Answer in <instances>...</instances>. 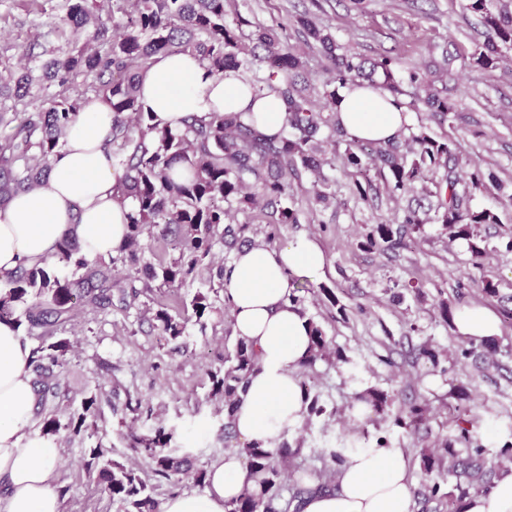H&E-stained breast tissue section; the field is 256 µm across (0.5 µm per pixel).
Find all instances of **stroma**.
Masks as SVG:
<instances>
[{
    "mask_svg": "<svg viewBox=\"0 0 512 512\" xmlns=\"http://www.w3.org/2000/svg\"><path fill=\"white\" fill-rule=\"evenodd\" d=\"M463 0H239L241 13L268 25L284 22L308 8L330 24L339 44L367 58L387 55L397 62V76L412 69L433 70V88L459 104L457 117L438 123L424 106H412L409 126L425 128L435 139L450 137L464 155L512 182V68L487 71L470 67L467 57L484 40L485 29ZM65 13V0H0V71L24 62L41 66L73 45L54 27ZM336 202L329 208L310 203L306 190L294 197L305 212L301 224H284L276 246L298 238L315 241L325 254L323 270L307 278L300 307L318 323L330 343V355L317 361L304 379L310 396L325 411L302 419L285 436L300 449L306 469L320 468L316 450H342L349 443L376 447L386 438L410 460L414 486H421L420 451L457 434L456 414L465 410L471 434L490 455L512 445V320H502L497 365L461 357L462 337L442 307L481 304L501 311L512 297V251L502 236L512 228V201L496 191L476 193L473 205L488 208L498 223L475 232L485 249L472 258L468 240L449 238L443 225H422L407 247L366 248L369 225L391 221L407 199L385 193L368 201L354 198L342 169L330 170ZM499 284V294L485 296L482 277ZM420 282V293L396 297L394 281ZM335 302H328L324 289ZM209 295L212 309L202 320H189L178 339L162 336L151 312L182 311L196 293ZM73 344L61 390L47 412L67 422L83 398L96 399L94 423L76 436L60 433L57 485L62 512H123L119 502L89 477L84 462L90 448H106L110 458L134 466L157 500L197 492L192 479L171 485L157 481L133 450L137 437L157 428L171 433L169 447L194 466L210 467L226 448L243 447L239 435H227L220 403L211 395V374L223 373L235 354L237 338L223 293L209 292L203 281H189L157 296L140 297L125 310L115 307L92 315L67 333ZM439 354V366L420 358L422 345ZM369 388L394 395L395 406L420 404L429 414L416 430L384 422H364L352 411L355 393Z\"/></svg>",
    "mask_w": 512,
    "mask_h": 512,
    "instance_id": "1",
    "label": "stroma"
}]
</instances>
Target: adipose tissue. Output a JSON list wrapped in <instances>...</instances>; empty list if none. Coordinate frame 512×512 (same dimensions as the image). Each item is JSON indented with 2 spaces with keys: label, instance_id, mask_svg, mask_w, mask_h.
Returning a JSON list of instances; mask_svg holds the SVG:
<instances>
[{
  "label": "adipose tissue",
  "instance_id": "1",
  "mask_svg": "<svg viewBox=\"0 0 512 512\" xmlns=\"http://www.w3.org/2000/svg\"><path fill=\"white\" fill-rule=\"evenodd\" d=\"M140 95L145 111L171 124L191 113L249 109L257 129L272 135L285 119L278 99H254L234 71L215 76L189 54L158 58L142 77ZM336 116L357 140L385 141L408 123L393 97L367 85L339 88ZM111 128V105L87 100L51 161L49 179L0 211V275L52 262L56 243L68 234L76 236L88 259L116 254L134 204L115 198L119 173L105 149ZM324 265L319 246L301 238L279 248H242L224 274L233 332L258 350L257 367L234 415L235 430L246 441L274 447L305 414L297 371L310 353V328L289 295L295 279ZM452 322L457 334L478 342L500 334L498 314L482 305L455 309ZM31 373V349L21 330L0 321V512H61L58 444L31 432ZM252 484L240 458L227 454L210 467L200 493L168 497L160 512H225V502ZM335 484V490L307 497L302 512H412L410 463L402 449L364 448L349 455ZM462 512H512V472L502 474L489 492L466 498Z\"/></svg>",
  "mask_w": 512,
  "mask_h": 512
}]
</instances>
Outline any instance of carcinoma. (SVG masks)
Returning a JSON list of instances; mask_svg holds the SVG:
<instances>
[{"label": "carcinoma", "instance_id": "cac0c4a2", "mask_svg": "<svg viewBox=\"0 0 512 512\" xmlns=\"http://www.w3.org/2000/svg\"><path fill=\"white\" fill-rule=\"evenodd\" d=\"M466 9L479 15L486 33L484 42L470 55V66L481 70L497 67L503 50H512V13L497 0H468ZM57 28L84 42L42 65L43 78L64 87L81 75L82 88L56 94L44 106L27 100L34 82L31 69L10 74L15 84L12 103H6L0 91V126L11 127L9 134L0 137V209L47 179L50 159L62 147L66 126L91 97L112 104V131L106 147L122 172L118 198L135 201L136 208L125 244L108 261L86 259L76 237L69 235L56 244V256L72 275L60 276L54 264L22 266L0 275L6 288L0 293V320L14 321L24 336L38 342L32 350V385L42 408L48 397L57 395L68 364L71 345L63 334L86 315L113 306L126 309L156 283L161 288H175L205 273L210 289L224 287V266L213 265L214 251L219 245H233L246 229L228 224L233 202L266 214L265 238L272 242L280 225L301 223L300 210L290 198L292 182L309 173L315 177L312 193L317 202L327 204L335 197L322 169L330 164L325 144L336 142V134L344 132L336 123V86L374 85L380 78L393 95L401 93L392 58L369 59L345 49L330 27L318 22L309 10L294 16V30L305 46L318 50L327 60L319 90L310 88L302 76L305 61L288 48L287 27L250 21L239 11L238 0H69ZM180 53L199 57L215 75L229 69L237 72L255 98L281 100L286 120L280 130L272 136L259 132L250 121L249 110L190 113L178 127L155 121L139 103L141 75L157 57ZM407 81L425 91L420 102L440 120L456 112V103L430 90L428 76L410 71ZM342 160L362 200L367 199V190L359 178L368 177L372 169L377 170L391 199L418 188L437 198L432 214L408 207L392 223L370 225L365 246L396 249L421 225L437 222L451 237L470 240L474 257L482 256L484 248L473 242L474 228L496 224L498 218L490 209H473L471 202L475 191L498 189L501 184L495 172L468 160L455 143L439 141L424 131L384 144L351 138ZM178 164L187 165L191 174L175 179ZM247 174L257 182L254 193L245 192ZM159 226L161 237L172 243L179 257L156 267L142 262L143 240ZM119 266L127 270L122 280L113 275ZM154 319L162 333L173 339L184 334L188 321V317L163 308L156 310ZM311 331L313 351L302 364L306 370L325 358L329 348L320 326L311 324ZM255 365V349L239 340L235 362L224 369L223 376H212L213 393L220 398L229 421ZM354 402L384 420L390 417V396L384 391L358 393ZM95 403L93 396L83 399L82 412L70 416L64 427L56 416H44L42 436H56L62 428L74 435L87 430L86 421ZM424 415V407L411 405L393 417L395 424L415 429ZM468 423L462 416L457 418V441L462 449L444 442L421 452V468L429 477L422 496L447 502L448 512H461V503L471 493L492 488L485 480L487 450L472 444ZM170 440V434L160 428L153 438L143 440L136 452L161 479L176 483L190 477L198 486H205L207 469L193 470L188 457L163 449ZM238 452L245 457L259 490H245L225 504L226 512H288L290 508L300 512L306 495L333 488L327 478L347 459L336 450L321 457L323 468L316 471L321 481L312 489L286 482L296 471L300 449L286 442L276 448L254 443ZM84 466L97 484L124 506V512H160L137 471L112 461L102 446L90 449ZM445 473L455 477L451 489Z\"/></svg>", "mask_w": 512, "mask_h": 512}]
</instances>
